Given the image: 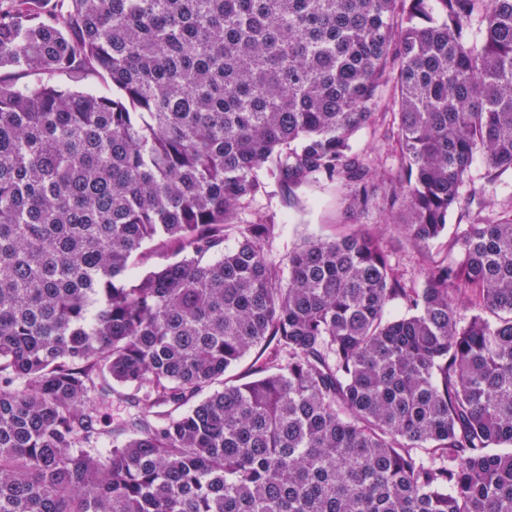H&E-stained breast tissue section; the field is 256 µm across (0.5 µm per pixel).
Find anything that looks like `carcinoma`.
Returning a JSON list of instances; mask_svg holds the SVG:
<instances>
[{"label":"carcinoma","instance_id":"1","mask_svg":"<svg viewBox=\"0 0 512 512\" xmlns=\"http://www.w3.org/2000/svg\"><path fill=\"white\" fill-rule=\"evenodd\" d=\"M386 85L418 248L512 171V0H0V512H512V206L418 288L240 218L266 171L366 206Z\"/></svg>","mask_w":512,"mask_h":512}]
</instances>
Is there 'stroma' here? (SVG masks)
Returning <instances> with one entry per match:
<instances>
[{
	"label": "stroma",
	"instance_id": "obj_1",
	"mask_svg": "<svg viewBox=\"0 0 512 512\" xmlns=\"http://www.w3.org/2000/svg\"><path fill=\"white\" fill-rule=\"evenodd\" d=\"M391 101L389 92H382L375 110L373 125L359 131L352 140L354 153L368 169L373 183H382L394 174L400 165L396 137L390 125ZM482 163H474L468 187L486 190L488 206L471 207V215L483 218L512 205V172H506L496 184H487ZM356 189L355 183L345 180L288 185L269 180L267 192L258 197L241 217L254 223L267 218L281 224L280 235L273 244V255L280 263H287L288 255L304 240L330 239L347 232L352 225L381 238L392 265L402 270L407 279L418 280L427 260H441L448 254V242L461 224L460 215H453L441 237L415 248L398 238L391 227L393 216L382 196H375L363 209H352L349 200Z\"/></svg>",
	"mask_w": 512,
	"mask_h": 512
}]
</instances>
